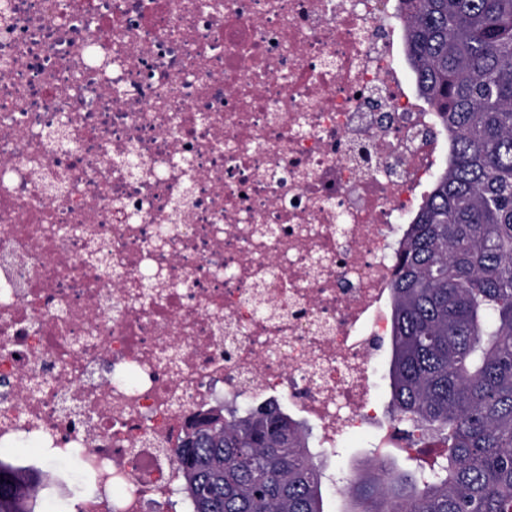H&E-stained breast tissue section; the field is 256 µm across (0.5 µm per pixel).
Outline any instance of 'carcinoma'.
<instances>
[{"label": "carcinoma", "instance_id": "carcinoma-1", "mask_svg": "<svg viewBox=\"0 0 512 512\" xmlns=\"http://www.w3.org/2000/svg\"><path fill=\"white\" fill-rule=\"evenodd\" d=\"M404 57L448 132V161L390 282L399 467L371 456L343 512H512V0H398ZM189 512H324L309 431L277 405L219 407L177 449ZM39 477L0 460V512Z\"/></svg>", "mask_w": 512, "mask_h": 512}]
</instances>
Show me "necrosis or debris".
<instances>
[{"mask_svg":"<svg viewBox=\"0 0 512 512\" xmlns=\"http://www.w3.org/2000/svg\"><path fill=\"white\" fill-rule=\"evenodd\" d=\"M402 51L392 0H0L1 454L73 465L76 512H187L222 403L404 447L373 380L448 136Z\"/></svg>","mask_w":512,"mask_h":512,"instance_id":"4bbe7bcc","label":"necrosis or debris"}]
</instances>
